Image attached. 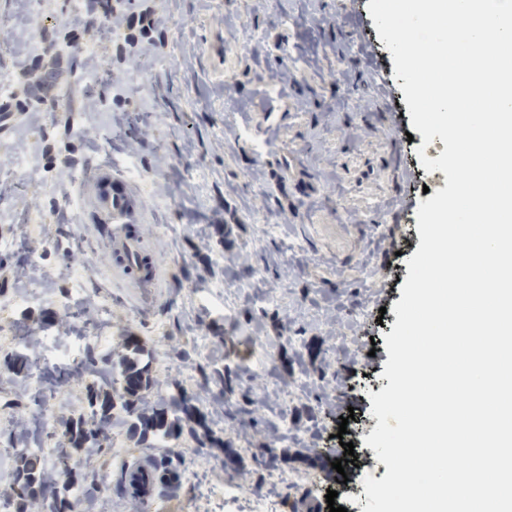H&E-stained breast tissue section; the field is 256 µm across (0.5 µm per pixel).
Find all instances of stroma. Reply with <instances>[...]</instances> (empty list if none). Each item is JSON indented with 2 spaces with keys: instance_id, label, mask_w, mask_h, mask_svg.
Masks as SVG:
<instances>
[{
  "instance_id": "stroma-1",
  "label": "stroma",
  "mask_w": 512,
  "mask_h": 512,
  "mask_svg": "<svg viewBox=\"0 0 512 512\" xmlns=\"http://www.w3.org/2000/svg\"><path fill=\"white\" fill-rule=\"evenodd\" d=\"M368 2L127 0L126 13L151 8L167 20L160 41L129 44L101 37L97 0L85 27L75 23L73 0H0V87L18 105L0 127V184L9 186L0 195V237L14 242L0 250V293L16 291L17 269L34 274L28 300L0 311L7 328L0 360L19 351L27 333L40 338L35 359L51 361L69 328L89 324L108 338L97 356L115 358L127 335L138 336L152 353L156 388L196 393L202 369L215 366L231 367L244 388L314 376L309 351L320 348L324 375L285 412L330 459L344 458L343 443L358 448L356 465L327 486L337 505L363 512L364 476L387 473L364 439L378 424L371 397L389 384L385 337L397 321L407 261L421 243L410 202L446 186L444 172L420 162L438 158L445 144H424L414 131ZM35 14L46 25L33 45ZM69 31L96 45V70L62 47ZM291 55L306 70L291 69ZM103 164L123 174L137 167L152 185L142 238L170 270L152 306L111 275L98 244L101 218L81 198ZM255 212L262 223L252 221ZM217 224L220 241L212 237ZM292 239L303 252L289 254ZM236 256L260 267L264 286L281 292L279 305L261 309L225 289L226 261ZM73 267L83 279L68 277ZM228 304L239 320L221 339ZM333 314L358 336V348L334 343L323 323ZM257 340L288 353L291 367L278 361L271 375L255 376L247 348ZM45 381L56 406L29 441L53 450L65 421L86 410L92 392L108 390L111 378L93 371ZM212 430L234 442L247 433L240 471L198 457V483L154 496L150 512H187L186 502L204 499L209 486L243 475L249 486L235 512H252L251 496L266 493L271 476L308 471L293 457L273 471L256 467L253 453L273 438L267 416ZM151 454L129 441L90 461L71 452L69 463L108 485L118 462Z\"/></svg>"
}]
</instances>
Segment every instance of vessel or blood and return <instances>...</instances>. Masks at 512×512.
<instances>
[{
	"instance_id": "vessel-or-blood-1",
	"label": "vessel or blood",
	"mask_w": 512,
	"mask_h": 512,
	"mask_svg": "<svg viewBox=\"0 0 512 512\" xmlns=\"http://www.w3.org/2000/svg\"><path fill=\"white\" fill-rule=\"evenodd\" d=\"M87 187L97 212L107 221L104 238L113 269L144 299H153L163 269L156 255L144 248L138 232L145 199L133 193L122 175L108 168L96 172Z\"/></svg>"
}]
</instances>
